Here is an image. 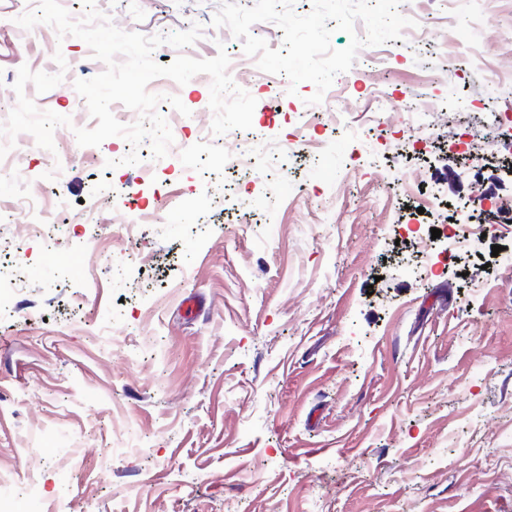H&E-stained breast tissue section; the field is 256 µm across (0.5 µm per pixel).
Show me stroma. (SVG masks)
Masks as SVG:
<instances>
[{
    "instance_id": "stroma-1",
    "label": "stroma",
    "mask_w": 512,
    "mask_h": 512,
    "mask_svg": "<svg viewBox=\"0 0 512 512\" xmlns=\"http://www.w3.org/2000/svg\"><path fill=\"white\" fill-rule=\"evenodd\" d=\"M222 2L95 0L128 32L200 25L154 60L226 50L256 100L251 129L216 135L208 75L155 78L177 147L109 170L130 145L74 134L97 124L74 83L104 63L0 0V124L18 68L57 73L58 52L67 79L25 94L71 119L50 151L0 135L12 512H512V160L486 120L512 108V0H422L336 76V124L303 115L313 83L289 94L225 43ZM415 96L454 97L465 126L400 132ZM28 200L59 220L22 238Z\"/></svg>"
}]
</instances>
